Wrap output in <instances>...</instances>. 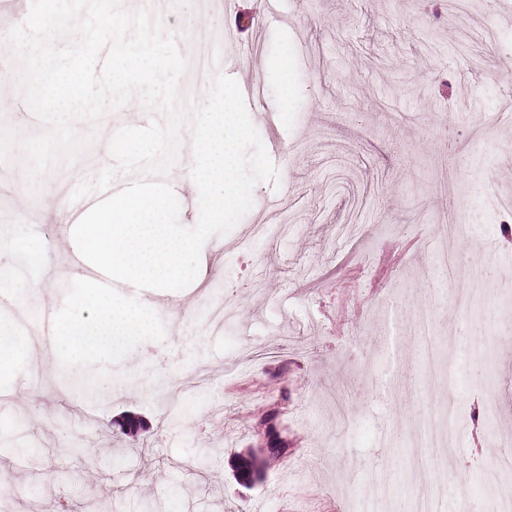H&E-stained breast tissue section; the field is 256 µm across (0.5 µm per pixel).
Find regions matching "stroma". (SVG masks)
I'll use <instances>...</instances> for the list:
<instances>
[{"label":"stroma","instance_id":"1","mask_svg":"<svg viewBox=\"0 0 512 512\" xmlns=\"http://www.w3.org/2000/svg\"><path fill=\"white\" fill-rule=\"evenodd\" d=\"M167 28L186 56L206 35L225 76L259 85L264 106L249 114L279 182L257 184L241 224L206 241L201 286L126 289L165 335L109 367L95 396L30 353L40 375L0 391V465L17 480L0 512H412L432 464L416 437L449 383L465 419L430 493L437 512H492L512 477L497 459L512 436V312L492 288L470 314L460 282L439 297L434 253L477 261L486 280L512 274V216L488 204L512 197V0H183ZM22 99L6 80L0 128L43 132ZM76 128L93 135L88 150L38 180L20 147L0 162V261H18L13 237L41 241L38 288L15 290L56 310L86 271L69 262L55 197L110 164L118 126ZM248 224L290 231L243 250ZM213 295L229 314L207 325ZM426 336L444 342L441 375L420 358ZM475 337L494 359L471 357ZM162 372L179 394L156 387ZM129 415L143 422L133 435ZM271 427L287 451L244 485L239 464L264 456Z\"/></svg>","mask_w":512,"mask_h":512}]
</instances>
